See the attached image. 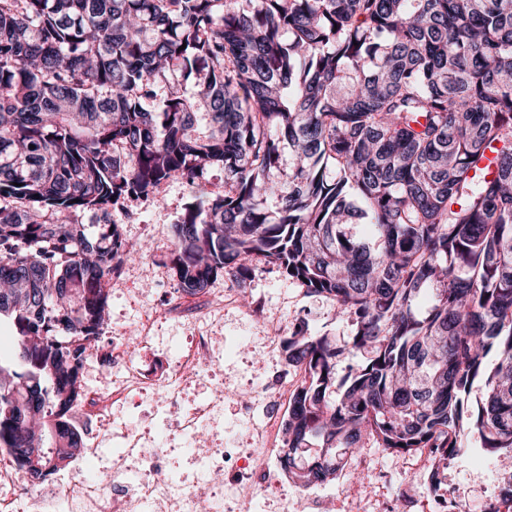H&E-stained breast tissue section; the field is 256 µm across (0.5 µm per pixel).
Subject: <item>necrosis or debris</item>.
<instances>
[{
    "label": "necrosis or debris",
    "instance_id": "obj_1",
    "mask_svg": "<svg viewBox=\"0 0 512 512\" xmlns=\"http://www.w3.org/2000/svg\"><path fill=\"white\" fill-rule=\"evenodd\" d=\"M215 343V337L208 334L194 337L191 345L178 354L160 383L140 374L129 359L124 343H115L112 352L114 358L122 360L127 376L133 379V391L141 395H161L167 403L169 433L193 441L191 453L198 470L194 480L166 472L160 449L147 447L116 410L128 390L108 383L83 394L72 422L77 425L87 417H94L99 422L101 440L120 439L121 446L115 453L112 467L114 476L121 479L120 484L106 486L71 474L56 478L50 486V495L36 499L27 487L17 483L11 465L5 462L0 464V480L14 484L15 490L0 497V512H56L60 503L66 505L67 512H197L201 502L212 501L213 477L223 474L228 452L210 447L201 442L200 437L213 425L224 402V389L212 387L207 399L190 404L184 402L182 390L188 376L204 372L209 356L216 352Z\"/></svg>",
    "mask_w": 512,
    "mask_h": 512
}]
</instances>
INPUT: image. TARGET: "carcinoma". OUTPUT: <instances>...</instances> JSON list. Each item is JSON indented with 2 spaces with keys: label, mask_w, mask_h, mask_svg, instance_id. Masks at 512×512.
<instances>
[{
  "label": "carcinoma",
  "mask_w": 512,
  "mask_h": 512,
  "mask_svg": "<svg viewBox=\"0 0 512 512\" xmlns=\"http://www.w3.org/2000/svg\"><path fill=\"white\" fill-rule=\"evenodd\" d=\"M172 180L177 290L275 264L368 354L334 397L344 348L288 337L289 478L365 437L431 449L434 488L470 433L512 458V0H0V448L30 484L74 458L108 281L148 257L112 211Z\"/></svg>",
  "instance_id": "obj_1"
}]
</instances>
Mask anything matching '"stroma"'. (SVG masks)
Segmentation results:
<instances>
[{
    "label": "stroma",
    "mask_w": 512,
    "mask_h": 512,
    "mask_svg": "<svg viewBox=\"0 0 512 512\" xmlns=\"http://www.w3.org/2000/svg\"><path fill=\"white\" fill-rule=\"evenodd\" d=\"M190 201L188 188L173 182L163 185L155 199L129 202L115 211L124 238L149 242L152 254L145 262L125 263L113 275L109 326L98 356L108 357L113 338L135 333L143 314L158 310L162 317L150 330L152 342L137 350L135 361L143 372H160L189 346L198 320H208L223 336L226 349L204 379L188 384L185 399L203 400L211 384L223 383L218 441L245 453L254 448L257 434H264L265 463L272 470L281 464L284 434L267 428L271 406L263 395L277 385L283 394H292L302 380L301 370L288 365L282 347L295 324L305 322L311 334L344 347L336 363L337 377H344L364 358L346 349L354 330L351 321L341 318L330 300L308 293L271 265H258L246 297H239L236 283L224 276L207 293L183 295L180 306L169 308L174 281L166 255L173 226L182 220ZM224 295L234 296V304H221ZM254 396L259 399L257 407L243 413L241 398ZM434 467L429 451L396 454L369 441L343 460L335 480L303 487L282 479L257 493L251 512H276L285 501L307 503V512H436L441 499L461 505L464 512H512V501L503 495L507 471L486 453L477 435H469L462 451L449 459L437 496L430 491Z\"/></svg>",
    "instance_id": "obj_1"
}]
</instances>
